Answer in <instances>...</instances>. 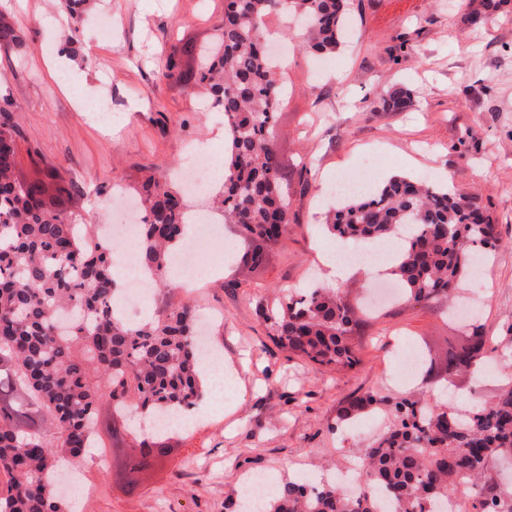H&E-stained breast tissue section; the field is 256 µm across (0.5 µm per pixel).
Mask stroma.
<instances>
[{"instance_id":"1","label":"stroma","mask_w":512,"mask_h":512,"mask_svg":"<svg viewBox=\"0 0 512 512\" xmlns=\"http://www.w3.org/2000/svg\"><path fill=\"white\" fill-rule=\"evenodd\" d=\"M458 2L351 0L346 37L325 57L299 49L291 12L266 17L286 87L274 131L288 172L291 221L258 267L243 258L248 242L225 225L231 258L203 287L154 293L138 307L142 318L186 303L215 313L211 339L222 348L229 395L218 407L208 395L193 406L201 423L171 432L168 454L139 475L135 493L126 491L120 472L133 436L109 448L113 473L86 458L79 477L94 492L72 498L71 512H225L252 473L272 482L335 477L390 421L383 408L340 426L337 409L367 393L396 400L422 389L421 375L397 380L399 361L421 338L444 353L447 302L381 308L364 324L358 364L344 371L288 355L259 316L282 292L319 274L333 189L361 168L374 187L395 175L440 176L487 210L501 246L472 279L486 286L474 306L491 352L480 377H459L453 395L471 406L512 378V5L473 27ZM49 15L59 29L44 27ZM104 15L112 19L108 38L96 26ZM223 17L224 0H82L73 13L57 0H0V18L23 38L0 51V105L9 104L21 132L19 177L63 167L76 186L64 209L84 224H116L122 216L107 206L113 185L133 191L148 171L178 168L192 150L223 155L224 115L192 79ZM57 41L68 51L64 69L82 73L83 83L68 85L54 74L44 47ZM171 54L179 76L158 79L159 62ZM396 87L412 91V107L382 111L380 96ZM101 90L109 93L108 127L79 107ZM390 253L374 249L373 271L354 265L337 289L362 301L389 267Z\"/></svg>"}]
</instances>
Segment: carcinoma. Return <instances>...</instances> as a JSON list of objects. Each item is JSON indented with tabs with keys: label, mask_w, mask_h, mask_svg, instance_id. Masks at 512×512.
Segmentation results:
<instances>
[{
	"label": "carcinoma",
	"mask_w": 512,
	"mask_h": 512,
	"mask_svg": "<svg viewBox=\"0 0 512 512\" xmlns=\"http://www.w3.org/2000/svg\"><path fill=\"white\" fill-rule=\"evenodd\" d=\"M282 1L306 20L304 49L336 52L349 0H224L217 49L203 54L197 75L228 129L217 210L249 242L245 257L254 266L288 224L284 167L273 143L284 86L263 49L261 28ZM380 103L402 112L413 99L410 90L395 88ZM17 135L9 109L0 107V512H68L61 469L80 464L95 436L117 435L118 406L145 419L182 413L203 397L206 379L191 307L138 323L111 312L112 249L80 233L75 217L48 202L60 169L44 179L16 177ZM137 191L145 210L139 265L166 292L174 287L168 263L188 235L187 207L152 172ZM325 225L343 242L398 241L387 274L415 302L449 297L469 274L473 251L490 252L498 243L496 225L474 201L402 176L345 199ZM261 317L292 355L336 371L359 362L360 321L338 289L289 292ZM487 344L483 326L466 325L448 337L444 363L425 355V383L451 385L460 373L478 371ZM384 402L374 393L353 398L339 408L336 425ZM393 408L395 423L365 449L358 486L289 480L272 492L267 512H384L378 492L404 512H440L437 505L461 485L471 490L468 512H512V484L492 477L512 460V385L465 410L421 396L403 397ZM167 451L161 434H141L124 473L151 467Z\"/></svg>",
	"instance_id": "cac0c4a2"
}]
</instances>
